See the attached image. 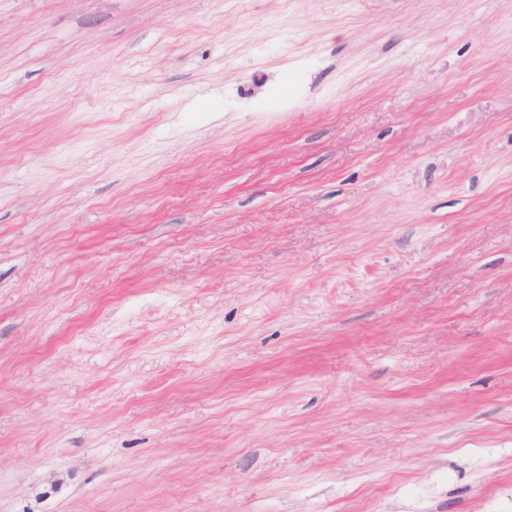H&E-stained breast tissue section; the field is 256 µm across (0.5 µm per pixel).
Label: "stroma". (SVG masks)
I'll return each mask as SVG.
<instances>
[{
    "label": "stroma",
    "instance_id": "stroma-1",
    "mask_svg": "<svg viewBox=\"0 0 512 512\" xmlns=\"http://www.w3.org/2000/svg\"><path fill=\"white\" fill-rule=\"evenodd\" d=\"M0 512H512V0H0Z\"/></svg>",
    "mask_w": 512,
    "mask_h": 512
}]
</instances>
